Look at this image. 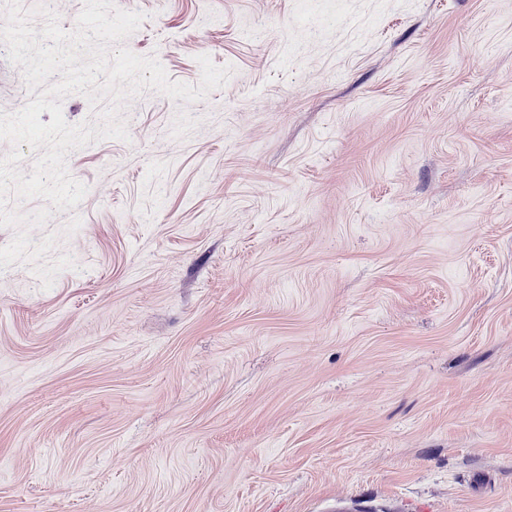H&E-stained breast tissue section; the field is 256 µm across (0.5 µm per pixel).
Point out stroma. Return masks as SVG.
Wrapping results in <instances>:
<instances>
[{
  "label": "stroma",
  "mask_w": 512,
  "mask_h": 512,
  "mask_svg": "<svg viewBox=\"0 0 512 512\" xmlns=\"http://www.w3.org/2000/svg\"><path fill=\"white\" fill-rule=\"evenodd\" d=\"M114 3L231 75L0 268V512H512V0Z\"/></svg>",
  "instance_id": "35a3bbf8"
}]
</instances>
